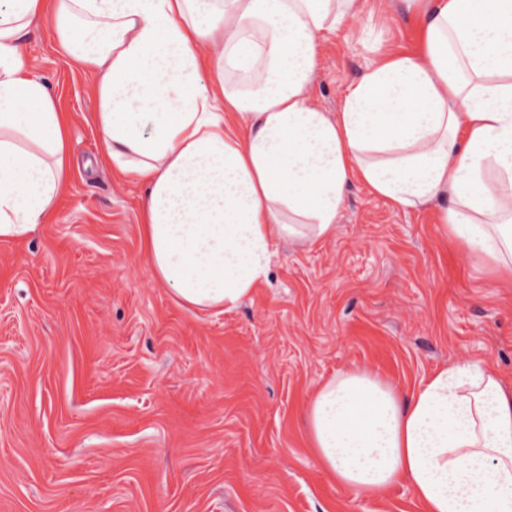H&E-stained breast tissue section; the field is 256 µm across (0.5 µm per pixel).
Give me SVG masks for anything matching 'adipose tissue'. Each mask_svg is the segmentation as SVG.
Wrapping results in <instances>:
<instances>
[{
    "label": "adipose tissue",
    "instance_id": "adipose-tissue-1",
    "mask_svg": "<svg viewBox=\"0 0 512 512\" xmlns=\"http://www.w3.org/2000/svg\"><path fill=\"white\" fill-rule=\"evenodd\" d=\"M402 2L421 17L417 48L380 56L331 114L311 85L366 0H0V240L46 223L73 169L24 48L49 20L96 79L113 179L146 185L143 259L177 304L238 308L279 242L335 236L355 180L400 208L450 199V236L512 275V0ZM304 420L310 451L359 496L406 482L423 512H512V387L483 363L442 366L406 395L347 370Z\"/></svg>",
    "mask_w": 512,
    "mask_h": 512
}]
</instances>
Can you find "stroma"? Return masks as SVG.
<instances>
[{"mask_svg":"<svg viewBox=\"0 0 512 512\" xmlns=\"http://www.w3.org/2000/svg\"><path fill=\"white\" fill-rule=\"evenodd\" d=\"M419 29L401 0H370L326 44L313 102L339 111ZM25 45L69 120L75 167L53 219L0 242V512H422L409 484L371 499L330 481L302 407L350 369L408 392L479 360L511 385L512 278L453 241L436 210L355 181L335 237L280 243L237 309L180 307L142 259L143 183L99 164L94 77L50 23Z\"/></svg>","mask_w":512,"mask_h":512,"instance_id":"obj_1","label":"stroma"}]
</instances>
